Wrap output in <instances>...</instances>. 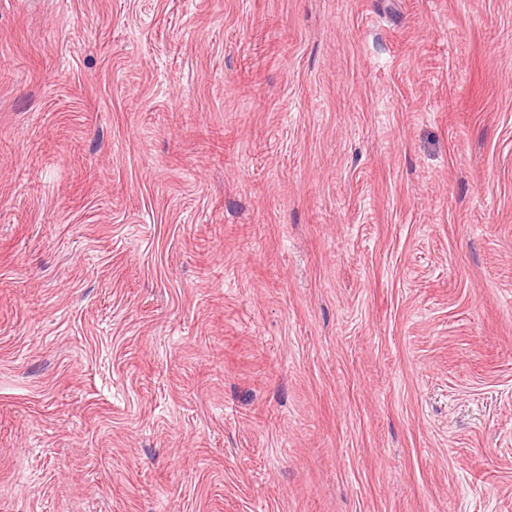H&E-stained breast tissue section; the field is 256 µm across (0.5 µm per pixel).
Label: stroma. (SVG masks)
<instances>
[{
    "label": "stroma",
    "mask_w": 512,
    "mask_h": 512,
    "mask_svg": "<svg viewBox=\"0 0 512 512\" xmlns=\"http://www.w3.org/2000/svg\"><path fill=\"white\" fill-rule=\"evenodd\" d=\"M0 512H512V0H0Z\"/></svg>",
    "instance_id": "1"
}]
</instances>
